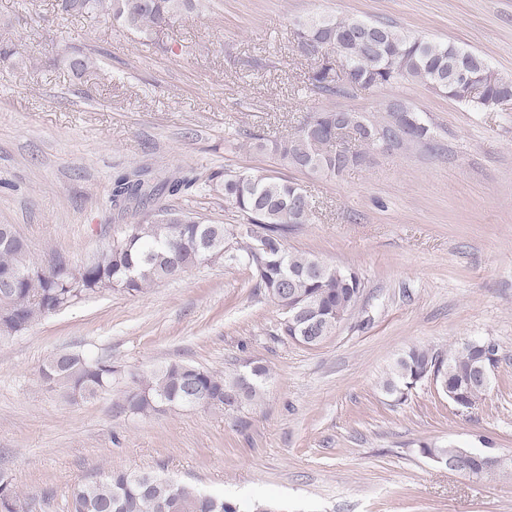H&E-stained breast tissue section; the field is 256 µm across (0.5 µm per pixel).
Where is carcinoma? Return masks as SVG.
<instances>
[{"mask_svg":"<svg viewBox=\"0 0 512 512\" xmlns=\"http://www.w3.org/2000/svg\"><path fill=\"white\" fill-rule=\"evenodd\" d=\"M58 10L70 16L110 19L124 29L149 35L169 25L187 10L202 7V0H58ZM296 46H311L304 57L314 64L310 76L313 91L341 96L354 87L371 88L398 78L418 80L437 93L477 112H494L512 98V79L501 76L478 53L450 41H437L398 29L389 22L359 16H309L298 21ZM331 47L350 68L347 80L338 78L335 62L321 53ZM341 121L358 134L360 150L345 154L330 131ZM380 136L387 149L432 141L431 129L403 101H393L380 119L345 109L306 113L286 138L253 136L255 147L273 156L282 166L316 176H336L361 165L367 151L375 149L369 138ZM192 181L182 177L153 182L147 168L118 177L112 205L124 210L135 204L147 210L140 224H127L112 246L78 265L62 256L34 259L26 242L13 245L17 234L12 224H0V337L29 329L42 318L77 300L102 290L130 295L151 284L179 277L198 263L199 254L246 267L261 289L278 306L288 304V294L305 297L306 316L283 318L279 335L315 347L331 335L355 310L363 293L359 276L332 265L312 253L292 252L288 233L308 224L313 210L310 197L296 183L276 176L248 173L224 175L216 191L224 195L247 224H205L180 209L159 201L163 194L176 196ZM179 215L181 224L152 220L154 211ZM265 236L268 252L248 261L252 235ZM482 350L458 346L446 353L412 347L391 365L382 389L400 400L430 374L440 377L439 392H467L474 397L487 388L474 382V367ZM112 364L80 352L58 353L40 369L44 384L73 400L95 397L112 387ZM134 386L123 391V408L147 414L163 406L199 407L210 411L242 410L261 398L268 370L255 361L232 372L208 371L171 362L142 374L131 375ZM452 443L423 445L422 453L460 465V473L482 478L498 471L482 466L483 452ZM25 499L0 472V512H17ZM69 512H243L242 507L206 495L191 485L153 472H108L79 483L72 492Z\"/></svg>","mask_w":512,"mask_h":512,"instance_id":"cac0c4a2","label":"carcinoma"}]
</instances>
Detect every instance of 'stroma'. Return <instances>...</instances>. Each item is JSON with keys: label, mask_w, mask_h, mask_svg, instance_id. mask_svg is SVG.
Segmentation results:
<instances>
[{"label": "stroma", "mask_w": 512, "mask_h": 512, "mask_svg": "<svg viewBox=\"0 0 512 512\" xmlns=\"http://www.w3.org/2000/svg\"><path fill=\"white\" fill-rule=\"evenodd\" d=\"M356 15L455 42L512 79V0H212L143 38L56 0H0V224L33 256L82 263L144 213L112 207L117 176L193 179L167 204L208 224L243 217L213 180L250 172L303 186L315 209L290 250L358 273L364 291L320 345L278 336L279 306L240 265L204 262L129 295L104 291L0 338V472L29 512H67L74 487L104 472L150 471L279 512H512V476L477 480L421 452L432 442L512 451V102L476 112L401 79L329 98L312 91L296 20ZM58 31L44 40L43 25ZM92 55L76 74L68 54ZM401 100L434 135L368 152L333 178L282 167L275 138L313 108L383 116ZM490 340L499 361L484 399L457 410L430 382L406 400L381 381L417 346ZM62 351L111 361L119 382L64 399L39 369ZM265 365L261 401L240 411L121 406L129 374L170 361L218 372Z\"/></svg>", "instance_id": "1"}]
</instances>
